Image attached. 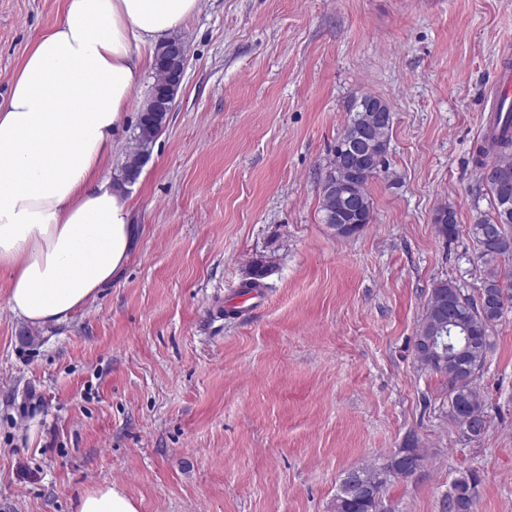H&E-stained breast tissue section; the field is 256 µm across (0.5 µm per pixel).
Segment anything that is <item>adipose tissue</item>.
Returning a JSON list of instances; mask_svg holds the SVG:
<instances>
[{
  "label": "adipose tissue",
  "instance_id": "obj_1",
  "mask_svg": "<svg viewBox=\"0 0 512 512\" xmlns=\"http://www.w3.org/2000/svg\"><path fill=\"white\" fill-rule=\"evenodd\" d=\"M200 0H63L0 103V270L28 326L65 323L130 256L124 189L102 176L157 47Z\"/></svg>",
  "mask_w": 512,
  "mask_h": 512
}]
</instances>
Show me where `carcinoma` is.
Wrapping results in <instances>:
<instances>
[{
  "label": "carcinoma",
  "instance_id": "cac0c4a2",
  "mask_svg": "<svg viewBox=\"0 0 512 512\" xmlns=\"http://www.w3.org/2000/svg\"><path fill=\"white\" fill-rule=\"evenodd\" d=\"M177 64L168 55L166 46L156 54L157 81L142 107L134 144L121 167L122 184L133 183L145 164L150 146L173 108L177 91H167ZM373 95L354 99L349 106V118L336 139L333 153L342 154L353 144L359 128L374 112ZM486 146L480 150L479 168L493 169V177L485 182L492 199L493 214L469 227L468 234L477 246V260L484 266L481 290L485 299L465 293L455 282L440 280L432 286L424 306V314L416 336V354L420 364L448 379V418L468 441H477L489 428L487 404L476 381L483 374L491 334L505 315L501 297L512 304V273H502L500 262L512 258V107L496 114L485 136ZM355 166L333 170L337 179L359 207H338L336 202L321 197L325 223L336 230H346L347 236L361 233L372 223L373 208L367 186L369 178L354 174ZM438 233L445 240L457 237L455 211L439 209L434 217ZM387 457L379 466L360 468L361 481L374 485L381 472L391 463ZM475 498V482L462 476L452 485L444 507L448 512H471ZM334 512H381L373 499L356 492L342 480L333 500Z\"/></svg>",
  "mask_w": 512,
  "mask_h": 512
}]
</instances>
